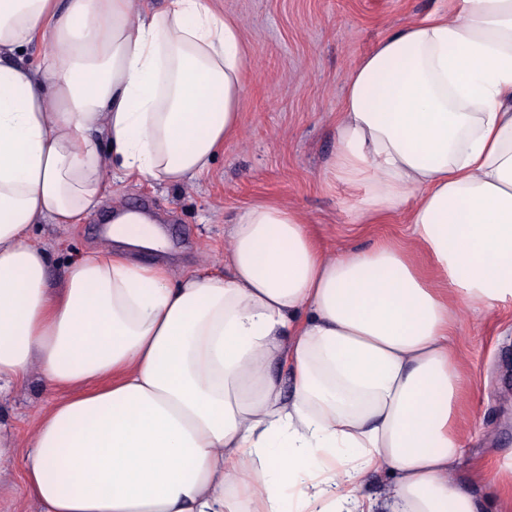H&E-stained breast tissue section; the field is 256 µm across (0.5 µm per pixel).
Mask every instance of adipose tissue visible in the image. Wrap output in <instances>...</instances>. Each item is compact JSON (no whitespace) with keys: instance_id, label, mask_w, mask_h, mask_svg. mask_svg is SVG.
<instances>
[{"instance_id":"ef3b65f1","label":"adipose tissue","mask_w":512,"mask_h":512,"mask_svg":"<svg viewBox=\"0 0 512 512\" xmlns=\"http://www.w3.org/2000/svg\"><path fill=\"white\" fill-rule=\"evenodd\" d=\"M450 2L356 63L331 162L362 192L356 222L407 207L425 264L390 238L328 254L300 212L259 203L233 218L224 273L131 260L164 240L128 211L57 285L30 225L74 223L116 178L206 173L239 131L246 49L212 0H0V398L35 368L71 392L29 442L41 512H491L512 496V459L482 498L449 478L460 312L512 301V0ZM35 42L33 68L18 54Z\"/></svg>"}]
</instances>
